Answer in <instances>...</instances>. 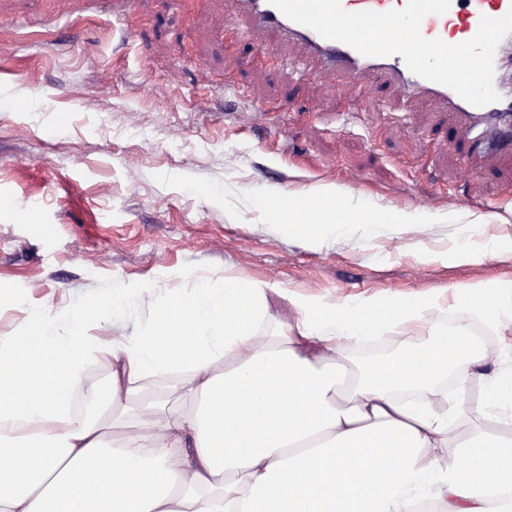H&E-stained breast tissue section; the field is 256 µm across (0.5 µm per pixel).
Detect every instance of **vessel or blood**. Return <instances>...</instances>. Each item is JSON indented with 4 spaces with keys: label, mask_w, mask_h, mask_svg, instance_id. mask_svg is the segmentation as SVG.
Segmentation results:
<instances>
[{
    "label": "vessel or blood",
    "mask_w": 512,
    "mask_h": 512,
    "mask_svg": "<svg viewBox=\"0 0 512 512\" xmlns=\"http://www.w3.org/2000/svg\"><path fill=\"white\" fill-rule=\"evenodd\" d=\"M406 0H341L349 12H386L403 8ZM512 9V0H451L444 14L427 15L421 22L420 33L427 39H440L459 44L477 32L481 16L500 17ZM235 12L246 18L251 29L264 32L268 41H290L301 45L316 59L322 70L345 78L351 86L376 77L392 84L401 97H425L443 110L455 113L473 137L483 142L487 154L512 140V83L506 74L512 69V34L497 45L494 57V88L496 102L474 106L452 89L423 79L412 73L401 56L369 57L339 41L323 38L312 29L287 18L269 0H235Z\"/></svg>",
    "instance_id": "b4317fda"
}]
</instances>
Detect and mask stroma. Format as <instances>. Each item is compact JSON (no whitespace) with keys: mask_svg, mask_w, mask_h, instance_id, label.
Listing matches in <instances>:
<instances>
[{"mask_svg":"<svg viewBox=\"0 0 512 512\" xmlns=\"http://www.w3.org/2000/svg\"><path fill=\"white\" fill-rule=\"evenodd\" d=\"M233 12L234 0H129L116 15L105 0H79L56 20L47 0H0V195L34 207L29 224L0 211V336L38 314L67 335L71 309L133 287L121 317L95 330L133 340L153 304L234 277L336 304L437 296L424 323L395 338L405 349L446 333L466 290L512 281V250L447 258L451 224L307 244L253 208L235 219L156 183L166 173L238 193L353 187L382 209L456 207L476 226L472 241H512V152L484 160L453 113L381 80L358 95L298 45L262 52ZM19 98L26 111L13 110ZM262 103L272 111L256 113ZM471 325L498 354L486 375L512 379V328L477 314Z\"/></svg>","mask_w":512,"mask_h":512,"instance_id":"stroma-1","label":"stroma"}]
</instances>
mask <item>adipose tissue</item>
Masks as SVG:
<instances>
[{"instance_id":"obj_1","label":"adipose tissue","mask_w":512,"mask_h":512,"mask_svg":"<svg viewBox=\"0 0 512 512\" xmlns=\"http://www.w3.org/2000/svg\"><path fill=\"white\" fill-rule=\"evenodd\" d=\"M274 285L202 284L156 305L136 340L88 332L119 315L123 295L70 314L60 337L31 325L0 336V512H414L431 488L441 512H493L512 496V439L477 430L442 462L470 405L447 406L449 371L467 391L493 354L468 331L476 311L512 325V283L484 288L441 336L356 377L336 362L367 335H401L437 306L432 296L337 305L292 294L294 319L269 333ZM111 362L110 422L82 419L73 398L92 356ZM176 374L191 398L178 413L130 404L146 378Z\"/></svg>"}]
</instances>
